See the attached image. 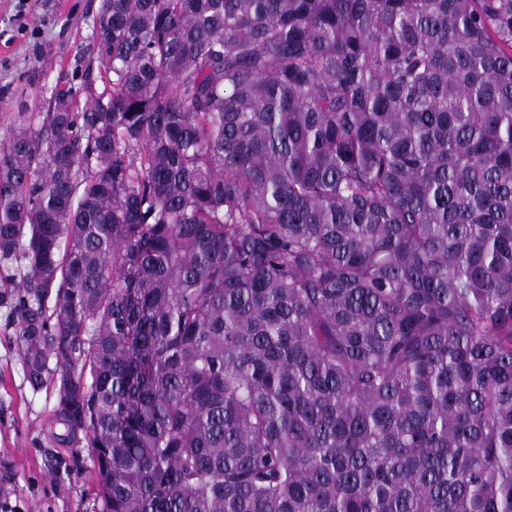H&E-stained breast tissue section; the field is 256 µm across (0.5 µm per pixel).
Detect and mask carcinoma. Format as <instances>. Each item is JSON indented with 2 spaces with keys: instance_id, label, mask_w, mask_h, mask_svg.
<instances>
[{
  "instance_id": "obj_1",
  "label": "carcinoma",
  "mask_w": 512,
  "mask_h": 512,
  "mask_svg": "<svg viewBox=\"0 0 512 512\" xmlns=\"http://www.w3.org/2000/svg\"><path fill=\"white\" fill-rule=\"evenodd\" d=\"M0 144V308L106 512H512V0H101Z\"/></svg>"
}]
</instances>
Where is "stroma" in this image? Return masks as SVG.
<instances>
[{"instance_id": "35a3bbf8", "label": "stroma", "mask_w": 512, "mask_h": 512, "mask_svg": "<svg viewBox=\"0 0 512 512\" xmlns=\"http://www.w3.org/2000/svg\"><path fill=\"white\" fill-rule=\"evenodd\" d=\"M99 0H0V142L22 114L43 111L56 85L98 68ZM50 389L32 391L0 309V495L15 512H102L89 448L59 441Z\"/></svg>"}]
</instances>
